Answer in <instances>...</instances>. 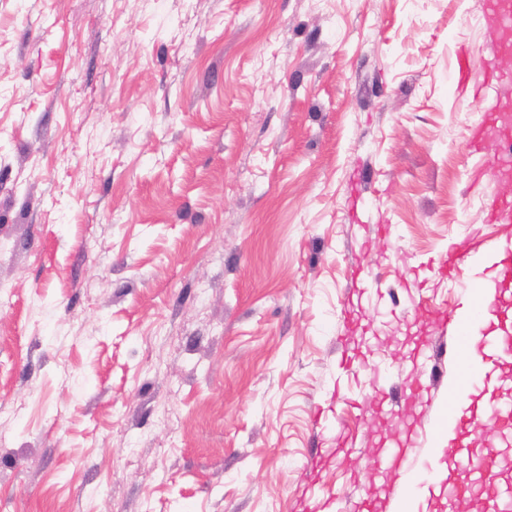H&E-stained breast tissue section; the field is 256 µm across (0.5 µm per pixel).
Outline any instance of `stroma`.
<instances>
[{
	"instance_id": "35a3bbf8",
	"label": "stroma",
	"mask_w": 512,
	"mask_h": 512,
	"mask_svg": "<svg viewBox=\"0 0 512 512\" xmlns=\"http://www.w3.org/2000/svg\"><path fill=\"white\" fill-rule=\"evenodd\" d=\"M501 39L476 0H0V512H393L371 460L439 427L445 319L506 279L512 156L467 130Z\"/></svg>"
}]
</instances>
